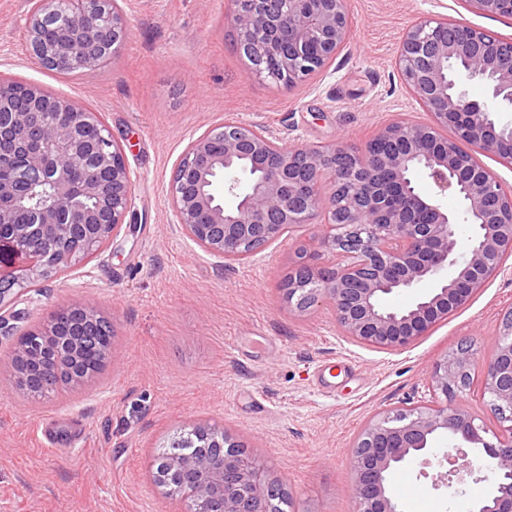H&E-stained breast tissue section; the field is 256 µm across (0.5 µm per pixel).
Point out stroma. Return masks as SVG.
<instances>
[{"instance_id": "obj_1", "label": "stroma", "mask_w": 512, "mask_h": 512, "mask_svg": "<svg viewBox=\"0 0 512 512\" xmlns=\"http://www.w3.org/2000/svg\"><path fill=\"white\" fill-rule=\"evenodd\" d=\"M130 29L101 67L61 76L32 57L28 0H0V75L99 112L139 179L112 242L0 310V512H185L154 480L158 448L196 424L261 457L291 497L288 512H351L353 444L377 412L428 399L431 364L470 339L491 353L512 308V273L489 281L412 348L383 352L343 336L332 312L289 309L278 283L296 245L243 263L202 251L171 222L166 195L191 137L227 121L276 142L354 150L385 125L426 111L402 84L396 57L417 21L450 18L512 38V19L463 0H348L350 36L335 61L292 88L248 76L225 23L228 0H120ZM94 307L113 326L115 358L95 382L51 400L14 388L12 328L61 305ZM58 417L55 446L40 424ZM418 464L392 471L406 512H467L486 483L434 490Z\"/></svg>"}]
</instances>
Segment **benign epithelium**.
<instances>
[{
  "instance_id": "1",
  "label": "benign epithelium",
  "mask_w": 512,
  "mask_h": 512,
  "mask_svg": "<svg viewBox=\"0 0 512 512\" xmlns=\"http://www.w3.org/2000/svg\"><path fill=\"white\" fill-rule=\"evenodd\" d=\"M57 0H30L26 27L44 66L67 59L79 70L109 60L128 37L114 0H68L58 39L41 31L57 19ZM474 14L512 13V0H463ZM226 15L248 73L294 87L329 66L350 34L347 0H230ZM399 76L430 115L427 122L387 124L364 150L342 143L280 145L263 129L230 121L192 139L169 183L173 223L203 251L226 262L308 226L318 249H295L280 282L297 312L324 306L352 340L383 351L409 348L465 307L512 256V186L479 160L487 153L512 167V40L467 23L425 18L403 36ZM465 80L488 88L469 97ZM27 102L7 111L14 84L0 79V142L31 147L9 180L0 178V303L21 295L106 246L125 223L136 174L123 146L85 105L27 87ZM95 128L98 136L85 132ZM424 171L436 196L415 181ZM454 194L453 214L437 196ZM236 199L224 205V195ZM27 203L30 223L15 212ZM432 284L402 309L384 294ZM92 322L98 311L60 306L36 330H18L13 370L43 387L84 385L75 372L83 338L63 332L71 316ZM478 379L496 427L456 403ZM430 399L373 416L354 444L353 512H403L391 496V470L420 461L418 475L435 490L466 478L490 482L470 512H512V311L487 357L472 343L434 361ZM452 451L432 462L434 444ZM196 455H176L172 469L187 478L176 496L187 512H266L283 494L262 460L222 431L197 426L182 436ZM448 462L447 472L431 474Z\"/></svg>"
}]
</instances>
